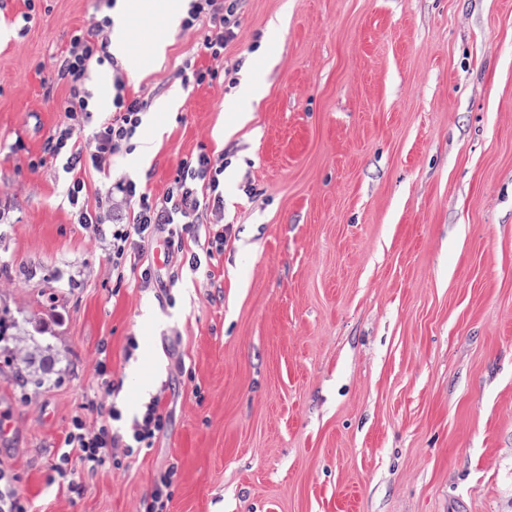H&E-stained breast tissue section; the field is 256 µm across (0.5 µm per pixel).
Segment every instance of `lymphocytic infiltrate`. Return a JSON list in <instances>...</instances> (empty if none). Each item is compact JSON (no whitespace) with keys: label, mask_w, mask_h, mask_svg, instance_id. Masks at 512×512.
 Wrapping results in <instances>:
<instances>
[{"label":"lymphocytic infiltrate","mask_w":512,"mask_h":512,"mask_svg":"<svg viewBox=\"0 0 512 512\" xmlns=\"http://www.w3.org/2000/svg\"><path fill=\"white\" fill-rule=\"evenodd\" d=\"M239 0H191L182 22L184 32L196 35L213 64L193 70L190 80L200 85L217 79L224 66V49L235 37ZM108 16L93 14L86 26L77 30L67 50L57 59V75L67 81L69 94L63 110L66 123L46 137L39 156L28 165L38 169L61 161L69 176L66 198L76 223L98 225L112 268V281L123 286L127 274H139L142 282L153 278L151 269H139L143 248L164 240L169 252L186 256L189 266L200 268L201 256L223 254L228 240L224 218V158L207 152L181 160L163 197L155 198L131 178H113L112 160L133 136L147 107L144 98L126 93L112 99V113L94 121L91 95L86 87L93 64L108 61L105 33ZM90 143H83V134ZM95 170L101 176L96 206H89L84 175ZM215 221L204 255L186 254L185 244L195 239L196 226L203 215ZM98 395L90 403V414H74L59 443V451L47 476L54 485L81 496L87 480L105 470H120L126 459L153 447L169 426V414L160 398L144 403L130 423L114 399L118 384L106 360L96 365Z\"/></svg>","instance_id":"f902f5d3"}]
</instances>
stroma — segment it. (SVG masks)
Wrapping results in <instances>:
<instances>
[{"instance_id": "obj_1", "label": "stroma", "mask_w": 512, "mask_h": 512, "mask_svg": "<svg viewBox=\"0 0 512 512\" xmlns=\"http://www.w3.org/2000/svg\"><path fill=\"white\" fill-rule=\"evenodd\" d=\"M99 6L39 0L24 29V0L0 9V312L57 356L39 385L0 372V466L33 512H135L170 466L171 512H512V0H240L220 85L183 83L211 63L195 37L127 17L135 51L168 45L91 71L96 117L120 87L148 101L112 173L158 198L223 154L231 233L214 278L149 246L160 283L118 289L60 166H28ZM103 356L170 425L73 498L46 478Z\"/></svg>"}]
</instances>
